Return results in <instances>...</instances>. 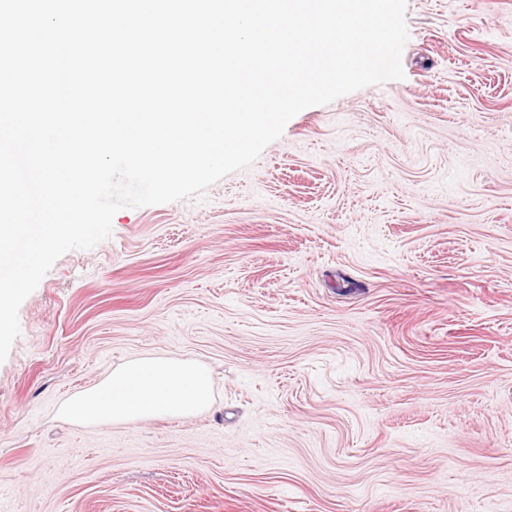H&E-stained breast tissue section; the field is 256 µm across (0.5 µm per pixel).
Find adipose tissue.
<instances>
[{"instance_id": "adipose-tissue-1", "label": "adipose tissue", "mask_w": 512, "mask_h": 512, "mask_svg": "<svg viewBox=\"0 0 512 512\" xmlns=\"http://www.w3.org/2000/svg\"><path fill=\"white\" fill-rule=\"evenodd\" d=\"M212 400V383L204 368L177 359L142 357L66 402L62 413L82 424L127 423L193 416L209 409Z\"/></svg>"}]
</instances>
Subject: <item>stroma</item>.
I'll return each instance as SVG.
<instances>
[{"label":"stroma","instance_id":"obj_1","mask_svg":"<svg viewBox=\"0 0 512 512\" xmlns=\"http://www.w3.org/2000/svg\"><path fill=\"white\" fill-rule=\"evenodd\" d=\"M405 76L203 196L124 208L23 301L5 512H512V0H408ZM143 355L187 418L77 424ZM212 400V383L204 368L177 359L142 357L66 402L62 413L82 424L127 423L197 415L209 409Z\"/></svg>","mask_w":512,"mask_h":512}]
</instances>
